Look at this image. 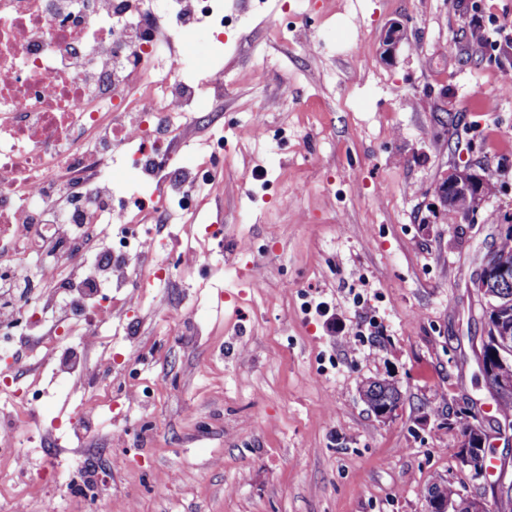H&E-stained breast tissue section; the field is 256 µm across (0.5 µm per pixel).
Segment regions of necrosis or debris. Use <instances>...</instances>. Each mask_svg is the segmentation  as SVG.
Here are the masks:
<instances>
[{
  "instance_id": "obj_1",
  "label": "necrosis or debris",
  "mask_w": 512,
  "mask_h": 512,
  "mask_svg": "<svg viewBox=\"0 0 512 512\" xmlns=\"http://www.w3.org/2000/svg\"><path fill=\"white\" fill-rule=\"evenodd\" d=\"M0 0V284L28 273L35 252L62 263L67 298L36 287L32 299L10 310L0 308V395L18 396L35 413L32 390L13 393L18 372L12 358L17 337L34 330L45 310H57L56 352L50 360L59 374L74 378L88 393L72 426L86 442L97 438L82 423L99 407L91 387L97 381L88 359L99 348L103 324L112 313L98 307L97 321L83 319L101 278L117 288L144 283L168 286L187 254L164 242L139 237L136 215L166 225L176 214L196 208L203 189L227 190L224 151L213 150L195 172L170 181L167 138L198 128L197 91L182 73L192 62L179 50L171 16L180 12L208 18L203 41L220 40L230 25L224 0ZM132 152H124V145ZM158 179L150 195L138 184L127 191L136 212L109 207L105 169L112 155ZM80 218L84 234L56 218L58 210ZM0 431V460L13 467L6 480L28 487L55 484L57 465L32 466L11 449L26 419L9 415Z\"/></svg>"
}]
</instances>
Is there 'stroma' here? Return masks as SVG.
Wrapping results in <instances>:
<instances>
[{"label":"stroma","instance_id":"obj_1","mask_svg":"<svg viewBox=\"0 0 512 512\" xmlns=\"http://www.w3.org/2000/svg\"><path fill=\"white\" fill-rule=\"evenodd\" d=\"M209 57L224 120L169 149L195 167L223 144L234 189L168 225L192 266L106 329L104 512H427L437 479L494 512L512 446L480 375L473 282L512 219V0H260ZM465 166L493 177L469 221L434 193ZM47 344L19 350L20 387L43 392L16 438L36 464L78 447L84 393L42 365ZM374 378L402 394L392 420L362 400ZM472 423L496 461L479 479L458 456Z\"/></svg>","mask_w":512,"mask_h":512}]
</instances>
